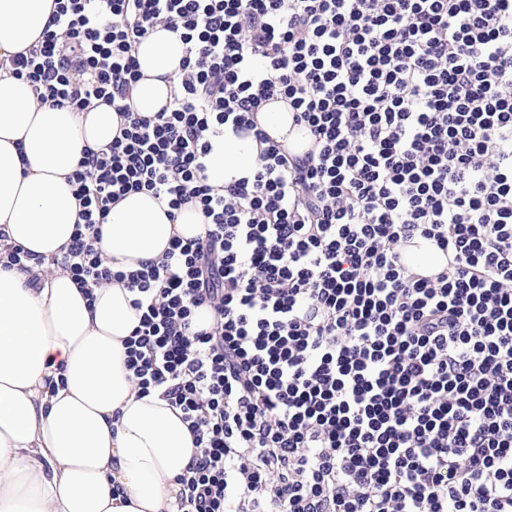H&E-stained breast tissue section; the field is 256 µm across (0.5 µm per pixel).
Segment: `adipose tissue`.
<instances>
[{
  "instance_id": "obj_1",
  "label": "adipose tissue",
  "mask_w": 512,
  "mask_h": 512,
  "mask_svg": "<svg viewBox=\"0 0 512 512\" xmlns=\"http://www.w3.org/2000/svg\"><path fill=\"white\" fill-rule=\"evenodd\" d=\"M53 0H0V512H177V478L196 449L178 408L141 395L124 341L139 321L132 294L113 282L86 294L57 268L79 222L70 184L84 150L111 144L120 119L100 100L84 110L38 104L10 60L39 44ZM134 106L153 116L177 90L182 44L156 28L136 49ZM257 120L289 152L310 150L284 102ZM256 143L225 144L208 182L250 176ZM145 192L113 203L97 247L114 267L162 255L174 237L203 236L195 204L169 217ZM20 246L28 269L9 266Z\"/></svg>"
}]
</instances>
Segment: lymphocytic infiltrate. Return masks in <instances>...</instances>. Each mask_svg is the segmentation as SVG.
I'll list each match as a JSON object with an SVG mask.
<instances>
[{
  "label": "lymphocytic infiltrate",
  "instance_id": "1",
  "mask_svg": "<svg viewBox=\"0 0 512 512\" xmlns=\"http://www.w3.org/2000/svg\"><path fill=\"white\" fill-rule=\"evenodd\" d=\"M159 26L183 57L146 117ZM12 72L123 119L71 177L59 266L133 294L127 366L197 448L180 512H512V0H55ZM276 98L304 156L255 120ZM234 138L261 146L252 177L207 184ZM141 191L205 234L113 269L95 243ZM415 243L446 266L402 265ZM182 49L176 34L160 26L136 48L141 77L134 87L133 101L141 115L151 117L170 105L177 90Z\"/></svg>",
  "mask_w": 512,
  "mask_h": 512
}]
</instances>
